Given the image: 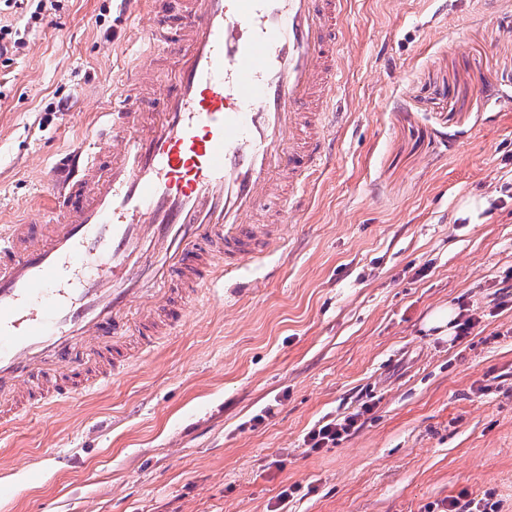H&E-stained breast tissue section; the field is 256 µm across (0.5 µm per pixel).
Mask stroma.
Segmentation results:
<instances>
[{
    "label": "stroma",
    "instance_id": "1",
    "mask_svg": "<svg viewBox=\"0 0 512 512\" xmlns=\"http://www.w3.org/2000/svg\"><path fill=\"white\" fill-rule=\"evenodd\" d=\"M150 22L0 9L26 40L0 62V225L34 216ZM341 66L335 156L287 246L107 387L1 428L0 512H273L291 485L288 512H512V0H350ZM462 300L484 333L425 330ZM373 405L370 402H362L358 408L340 418H331L318 421L304 436L303 442L309 450L318 452L322 448L335 445L337 441L351 432L357 431L361 426V419L370 412ZM441 512H499V501H492V495L480 499H469L461 502V496L448 497L441 503Z\"/></svg>",
    "mask_w": 512,
    "mask_h": 512
}]
</instances>
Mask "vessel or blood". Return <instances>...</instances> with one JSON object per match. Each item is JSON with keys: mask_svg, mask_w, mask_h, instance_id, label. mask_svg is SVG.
Listing matches in <instances>:
<instances>
[{"mask_svg": "<svg viewBox=\"0 0 512 512\" xmlns=\"http://www.w3.org/2000/svg\"><path fill=\"white\" fill-rule=\"evenodd\" d=\"M154 14L39 219L0 229V425L100 389L287 240L332 118L348 0Z\"/></svg>", "mask_w": 512, "mask_h": 512, "instance_id": "1", "label": "vessel or blood"}]
</instances>
